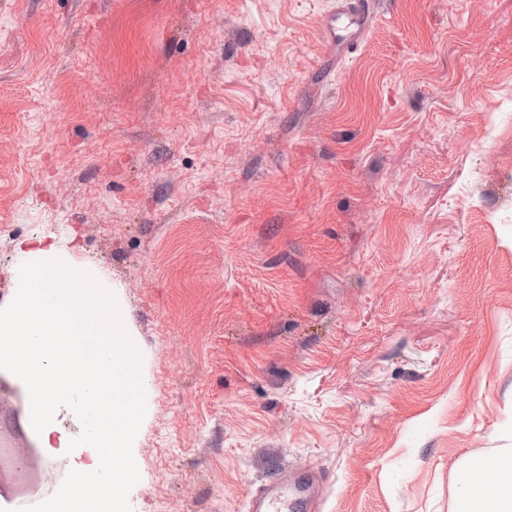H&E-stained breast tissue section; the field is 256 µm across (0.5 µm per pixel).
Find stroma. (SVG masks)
Returning <instances> with one entry per match:
<instances>
[{
  "label": "stroma",
  "instance_id": "stroma-1",
  "mask_svg": "<svg viewBox=\"0 0 512 512\" xmlns=\"http://www.w3.org/2000/svg\"><path fill=\"white\" fill-rule=\"evenodd\" d=\"M0 0V308L18 244L115 296L147 411L132 512H453L512 448V0ZM0 370V512L51 496ZM369 21L370 15L368 13L358 8L351 1L341 0L337 2L336 11L332 10L326 16L325 25L329 30L333 31H336V25H345L347 28L352 29L353 32H358ZM311 473L299 475L288 468L266 481L248 498V512H309L315 511L318 501L312 493Z\"/></svg>",
  "mask_w": 512,
  "mask_h": 512
}]
</instances>
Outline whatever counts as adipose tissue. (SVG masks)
Returning <instances> with one entry per match:
<instances>
[{
    "mask_svg": "<svg viewBox=\"0 0 512 512\" xmlns=\"http://www.w3.org/2000/svg\"><path fill=\"white\" fill-rule=\"evenodd\" d=\"M488 471L494 480L485 479ZM455 481L461 495L458 512H512V450L480 456L477 464L458 468Z\"/></svg>",
    "mask_w": 512,
    "mask_h": 512,
    "instance_id": "adipose-tissue-1",
    "label": "adipose tissue"
}]
</instances>
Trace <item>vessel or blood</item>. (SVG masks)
<instances>
[{
  "label": "vessel or blood",
  "instance_id": "vessel-or-blood-1",
  "mask_svg": "<svg viewBox=\"0 0 512 512\" xmlns=\"http://www.w3.org/2000/svg\"><path fill=\"white\" fill-rule=\"evenodd\" d=\"M369 20V14L358 8L353 0H338L336 9L326 17V26L332 30L343 25L356 32ZM312 484V474L284 471L252 492L247 503L248 512H315L318 501L312 492Z\"/></svg>",
  "mask_w": 512,
  "mask_h": 512
}]
</instances>
